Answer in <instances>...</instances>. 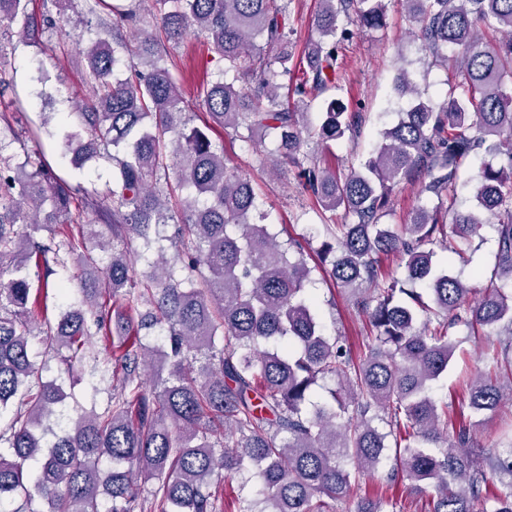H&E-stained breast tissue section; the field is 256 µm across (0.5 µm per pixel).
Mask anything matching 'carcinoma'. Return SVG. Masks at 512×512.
Segmentation results:
<instances>
[{"mask_svg": "<svg viewBox=\"0 0 512 512\" xmlns=\"http://www.w3.org/2000/svg\"><path fill=\"white\" fill-rule=\"evenodd\" d=\"M29 0H0V22L22 37L69 36L58 18L39 24ZM146 0H83L79 23L96 34L76 43L88 100L76 121L52 137L76 168L106 159L112 166L108 206L73 186L42 156L5 153L0 144V413L15 398L9 436L0 434V506L22 494L23 512H138V478L158 479L150 512H224L216 493L222 480L255 478L260 488L239 512H329V502L357 499L354 512H396L394 496H357L364 479L391 460L414 488H434L429 512H512V440L476 455L469 425L448 415L432 395L448 372L453 329L476 336L500 328L492 369L466 388L468 408L483 414L512 398V0H402L419 24L423 49L436 58L453 53L458 94L438 105L403 74L396 93L408 98L398 121L358 167H323L302 152L304 136L327 149L358 128L361 114L326 103L322 121L306 130L308 99L336 87V50L353 32L340 16L355 14L365 29L383 25L382 0H318V39L297 67L288 30L290 0H151V30L137 28ZM485 28L502 38L484 44ZM195 29L224 62L200 86L201 125L189 113L168 67L171 50ZM0 33V91L9 86ZM232 130L243 142L268 135L274 161L296 170L322 210L343 211L325 225L316 250L340 288L361 293L370 336L353 353L342 337L324 335L306 284L311 267L296 242L282 243L264 223L247 177L229 167L224 145L211 138ZM507 147L508 162L494 163ZM485 153L474 185L475 207L454 209L465 159ZM176 162L177 186L169 178ZM416 182L437 199L410 222L381 223L394 186ZM195 190L174 219L176 187ZM86 211L72 213L74 199ZM452 216L455 243H448ZM497 218L494 280L482 295L428 244L454 253ZM65 224V239L45 244L36 234ZM91 224L112 238L134 235L157 258L134 284L130 255L112 251L97 267L89 247ZM182 266L168 269L165 246ZM395 255L403 277L386 275L382 258ZM81 265L80 298L39 330L45 353L74 375L93 336L120 340L110 358L123 370L120 387L101 413L85 412L44 440L43 418L66 398L63 387L39 380L29 336L40 298H31L33 266L48 277L68 262ZM425 286L429 301L413 289ZM150 310L141 313L139 303ZM166 326L162 344L141 331ZM336 379L329 398L312 400L318 381ZM37 390H32V387ZM34 462V475L24 469ZM502 486L487 490L489 476Z\"/></svg>", "mask_w": 512, "mask_h": 512, "instance_id": "carcinoma-1", "label": "carcinoma"}]
</instances>
